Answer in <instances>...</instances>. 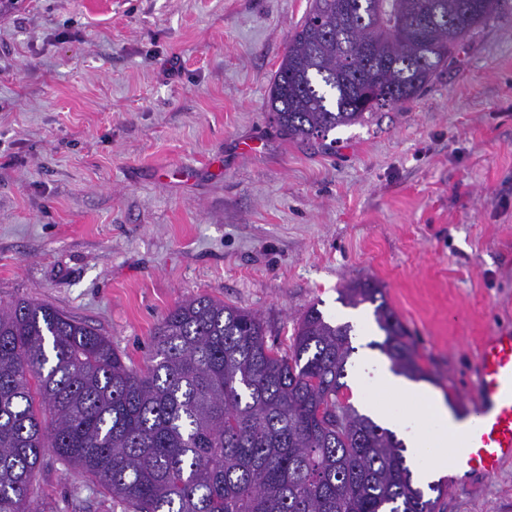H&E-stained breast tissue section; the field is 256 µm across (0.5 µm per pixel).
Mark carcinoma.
Instances as JSON below:
<instances>
[{
    "mask_svg": "<svg viewBox=\"0 0 512 512\" xmlns=\"http://www.w3.org/2000/svg\"><path fill=\"white\" fill-rule=\"evenodd\" d=\"M502 0H309L267 97L281 136L331 131L418 98ZM374 305L391 370L426 373L384 288ZM352 326L311 306L283 350L252 311L210 296L161 319L138 372L98 329L42 302L0 307V512L35 502L44 449L130 512H441L446 484L417 486L404 443L344 402Z\"/></svg>",
    "mask_w": 512,
    "mask_h": 512,
    "instance_id": "1",
    "label": "carcinoma"
}]
</instances>
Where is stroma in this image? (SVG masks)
Returning <instances> with one entry per match:
<instances>
[{"mask_svg":"<svg viewBox=\"0 0 512 512\" xmlns=\"http://www.w3.org/2000/svg\"><path fill=\"white\" fill-rule=\"evenodd\" d=\"M307 2L20 0L0 17V307L53 304L142 369L188 298L255 312L283 347L315 304L353 326L351 403L394 414L367 374L373 307L338 294L373 279L460 410L479 343L512 329V0L417 99L330 149L285 140L267 108ZM35 497L125 512L50 452ZM442 512H512V460L456 478Z\"/></svg>","mask_w":512,"mask_h":512,"instance_id":"stroma-1","label":"stroma"}]
</instances>
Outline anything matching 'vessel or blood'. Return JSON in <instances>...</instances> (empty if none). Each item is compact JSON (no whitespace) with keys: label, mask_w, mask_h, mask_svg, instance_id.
Instances as JSON below:
<instances>
[{"label":"vessel or blood","mask_w":512,"mask_h":512,"mask_svg":"<svg viewBox=\"0 0 512 512\" xmlns=\"http://www.w3.org/2000/svg\"><path fill=\"white\" fill-rule=\"evenodd\" d=\"M470 420L455 450L452 467L485 478L512 459V331L500 330L482 340Z\"/></svg>","instance_id":"1"}]
</instances>
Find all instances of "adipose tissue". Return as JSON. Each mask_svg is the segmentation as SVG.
<instances>
[{"label":"adipose tissue","instance_id":"adipose-tissue-1","mask_svg":"<svg viewBox=\"0 0 512 512\" xmlns=\"http://www.w3.org/2000/svg\"><path fill=\"white\" fill-rule=\"evenodd\" d=\"M373 382L377 388L401 400L427 405L429 414L425 417L417 411L394 416L375 405L370 406L369 412L404 441L408 459L423 470V480L450 473V450L458 446L462 426L447 410L435 405V392L383 368L374 370Z\"/></svg>","mask_w":512,"mask_h":512}]
</instances>
